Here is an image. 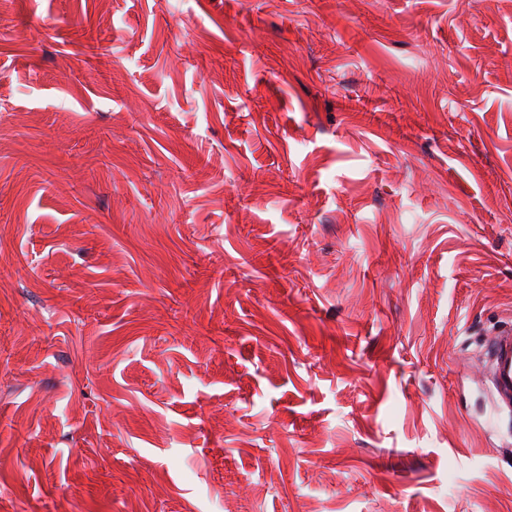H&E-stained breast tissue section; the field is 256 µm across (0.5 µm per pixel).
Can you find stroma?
Wrapping results in <instances>:
<instances>
[{
    "label": "stroma",
    "mask_w": 512,
    "mask_h": 512,
    "mask_svg": "<svg viewBox=\"0 0 512 512\" xmlns=\"http://www.w3.org/2000/svg\"><path fill=\"white\" fill-rule=\"evenodd\" d=\"M0 512H512V0H0ZM487 350L495 409L512 413V328L494 333L487 342Z\"/></svg>",
    "instance_id": "stroma-1"
}]
</instances>
